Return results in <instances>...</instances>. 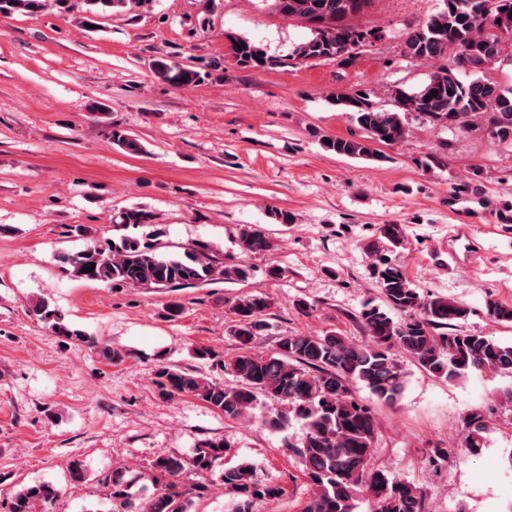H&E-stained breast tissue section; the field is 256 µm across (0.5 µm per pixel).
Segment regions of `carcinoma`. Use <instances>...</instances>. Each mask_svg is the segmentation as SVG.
Instances as JSON below:
<instances>
[{"mask_svg": "<svg viewBox=\"0 0 512 512\" xmlns=\"http://www.w3.org/2000/svg\"><path fill=\"white\" fill-rule=\"evenodd\" d=\"M86 5L82 24L98 25V17L124 7L125 0H57ZM373 0H271L279 14L305 22L312 37L293 50L297 60L336 59L348 62L370 32L352 20L363 15ZM45 0H0V14H36ZM231 50L242 67L270 64L262 49L242 39L231 38ZM403 55L422 62L452 57L455 67H442L430 74L417 91L394 90L395 110L374 107L371 93L358 90L334 98L336 106L349 112L364 132L358 139L336 137L324 147L338 155L379 160L373 143L393 145L409 135L405 115L409 112L433 122L468 128L479 117H489V131L498 142L512 146V89L486 81L482 73L495 64H512V0H443V8L425 24L404 34ZM469 70L471 79L460 80L457 68ZM155 75L179 86L198 82V72L165 58L154 62ZM436 96H431V91ZM109 139L130 155L144 152L132 133L112 128ZM154 216L142 208L127 209L115 225L137 228L153 224ZM85 239L82 249L63 257L71 276L112 288H191L218 282H244L251 269L242 262L226 263L224 255L205 241L181 253L164 251L162 230L142 239L124 235L117 240L91 234L84 225L72 228ZM379 235L367 246L372 257L371 274L381 303H364L358 319L370 343L357 346L336 332L323 336L289 334L280 337L276 352L258 356L250 345L267 330L266 312L273 305L269 296L246 295L233 306L230 333L241 354L221 363L238 379L227 387L193 369L163 366L157 384L166 397L192 396L207 403L226 418H238L259 404V398L286 401L301 420L305 433L290 445L299 458L311 488L303 512H357L359 503L373 504L372 512H429L423 489L412 482L389 476L372 466L376 419L371 409L352 393L355 383L388 404L395 403L405 387V373L395 358L400 349L430 375L452 381L470 371L512 373V343L470 333L462 324L470 314L463 303L442 295L424 296L406 269L391 253L405 245L400 224H382ZM245 253L270 250L272 242L258 228L244 225L238 232ZM94 271H89V268ZM33 311L57 334L81 337L79 330L63 323V316L40 299ZM485 313L499 323L512 324V303L486 301ZM490 407L478 408L463 421L465 449L474 454L484 447L495 429ZM231 446L219 439L198 442L186 461L158 458L150 477L153 491L143 497L131 488L143 480L139 474H110L103 482L112 487L109 512H192V489L177 477L190 466L197 473L220 466L224 486L236 494L231 512H257L256 506L277 498L284 490L261 475L249 461L224 467ZM61 488L49 483L27 484L11 495L8 512H35L39 503H51Z\"/></svg>", "mask_w": 512, "mask_h": 512, "instance_id": "1", "label": "carcinoma"}]
</instances>
